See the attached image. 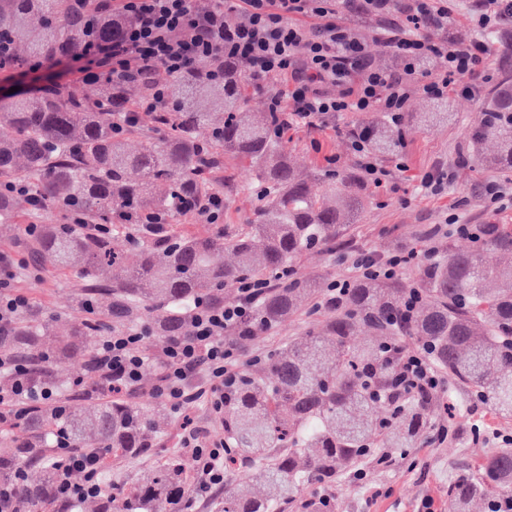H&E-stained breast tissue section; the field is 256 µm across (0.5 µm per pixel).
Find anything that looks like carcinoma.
Returning a JSON list of instances; mask_svg holds the SVG:
<instances>
[{"mask_svg":"<svg viewBox=\"0 0 512 512\" xmlns=\"http://www.w3.org/2000/svg\"><path fill=\"white\" fill-rule=\"evenodd\" d=\"M119 29L112 16L97 17L90 3L76 12L73 0H0V40L9 46L0 54V71L76 55L89 37L108 41ZM169 87L167 120L148 116L159 137L138 147L124 135L141 125L113 132L123 115L108 79L90 90L46 84L0 98V126L8 131L0 138V174L25 182L59 213L83 219L41 225L33 234L32 263L76 269L112 291L105 309L93 293L83 294L88 317L70 334L57 336L49 321L33 314L0 338V348L24 353L53 337L55 356L64 359L87 348L84 337L114 324L135 327L143 313L153 315L159 338L185 333L196 301L218 299L220 288L241 278L286 269L303 253L343 240L360 220L366 194L359 176L350 171L327 178L312 192L288 158V140L275 134L272 113L245 108L236 67L224 66L217 81L208 66L198 65L170 77ZM414 120L408 114L398 126L375 112L357 133L373 151L394 154L404 148L405 124ZM469 143L479 169L512 171V89L497 92L479 113ZM225 155L246 164L262 188L250 224L231 236H129L128 226L147 217L180 223L211 193L210 175ZM15 216L14 196L0 194V223ZM97 224L112 225V233L88 232ZM469 237L467 251L448 240L445 254L425 264L410 289L355 282L322 329L273 351L261 372H241L224 396V475L244 467L247 480L215 497L216 512H285L309 479L334 480L343 466L376 454L371 439L395 424L388 447H417L432 401L395 392L394 363L385 352L408 339L491 413L512 419V224H476ZM219 247L233 254V263L213 262ZM315 291L314 282H284L257 308L255 327L277 325ZM411 291L417 307L402 317L401 303ZM364 329L376 338L358 345ZM166 422L160 406L144 409L106 394L89 396L78 417L35 402L24 418L0 427V438L13 444L0 454V481L14 479L21 461L38 467L40 480L18 493V512H58L56 431L108 462L149 453ZM507 496L511 448L485 454L448 487L455 512ZM192 501L189 463L175 450L124 487L104 512H189Z\"/></svg>","mask_w":512,"mask_h":512,"instance_id":"cac0c4a2","label":"carcinoma"}]
</instances>
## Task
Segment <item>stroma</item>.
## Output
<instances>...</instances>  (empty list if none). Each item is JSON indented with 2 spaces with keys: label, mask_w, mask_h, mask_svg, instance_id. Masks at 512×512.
<instances>
[{
  "label": "stroma",
  "mask_w": 512,
  "mask_h": 512,
  "mask_svg": "<svg viewBox=\"0 0 512 512\" xmlns=\"http://www.w3.org/2000/svg\"><path fill=\"white\" fill-rule=\"evenodd\" d=\"M451 7L455 18L453 35L461 40L479 36L488 44L495 72L493 82L484 87L479 97L451 96L450 121L413 124L403 151L381 159L392 173L389 183L379 188L366 186V207L360 221L343 241L300 256L291 266L292 278L316 282L318 290L323 291L331 282L349 276V257L354 253L381 255L400 248L438 249L450 238L457 248H469L470 242L464 236L452 237L443 229L452 213L462 224H512V196L494 203L484 194L485 184L493 179L512 189V172L496 176L466 159V140L485 97L502 83L512 84V21L497 32L482 34L475 26L473 0H452ZM366 118L363 112H343L323 131L289 129L288 154L295 166L308 175L312 191L320 189L319 178L327 170L326 156H337L339 172L358 170L347 132ZM438 168L454 171L453 183L438 196L421 192V176ZM250 181L246 167L224 158L214 176L215 190L224 195L223 218L216 224H201L191 217L182 223V230L202 235L235 233L249 222L261 203V190L251 187ZM18 285L29 296L33 308L58 318L60 328L78 326L83 320L76 298L87 292L88 285L76 272L35 267L20 277ZM328 316V310L319 307L313 298L286 321L255 337L239 340L244 368H251L253 354L265 355L288 341L300 339L310 329L323 326ZM46 371L51 386L66 384L68 408L74 412L82 409L85 393L98 386L88 358L81 352L60 361L50 360ZM443 425L448 428L444 438L438 434ZM192 429L209 441L224 438V421L212 413L205 400L169 411L167 426L148 455L112 465L113 484L131 482L162 462L170 449L181 447L183 434ZM499 432L512 434V420L493 417L475 401L468 387L456 384L451 394H440L435 400L420 447L402 455L393 454L392 463L386 468L361 461V468L367 472L361 481L350 471L331 484L311 481L305 485L302 497L312 500L329 495L335 499L338 512H450V480L463 470L475 469L486 453L496 449L495 435Z\"/></svg>",
  "instance_id": "obj_1"
}]
</instances>
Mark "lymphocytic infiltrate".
<instances>
[{
	"label": "lymphocytic infiltrate",
	"mask_w": 512,
	"mask_h": 512,
	"mask_svg": "<svg viewBox=\"0 0 512 512\" xmlns=\"http://www.w3.org/2000/svg\"><path fill=\"white\" fill-rule=\"evenodd\" d=\"M194 0H96L100 13L131 16L130 25L109 42L95 44L79 55L82 85L108 76L113 88L147 80L146 92L135 105L126 107L116 131L137 124L144 114L169 102L165 85L152 82L157 70L175 75L197 65H207L212 78L224 76L225 64L239 66L247 82L266 93L268 109L279 126L323 127L339 112L388 114L401 122L412 91L433 100L455 93L473 98L492 81L486 43L428 36V29L444 31L452 23L447 0H344L350 12L374 14L383 20L381 42L398 59L397 69L374 65L363 42L336 15L337 0H238V23L227 22L220 4L195 8ZM439 67L423 71L428 59ZM405 252L384 256L360 253L351 262L352 277L333 282L322 299L333 309L343 303L354 280L391 279L408 261ZM15 262L0 254V335L9 334L21 314L31 307L29 298L15 285ZM273 288L264 279L242 280L230 302L200 301L195 306L189 331L165 337L157 357L153 394L173 410L195 399L186 378L189 370L204 367L205 394L215 414L224 412V391L239 376L238 352L224 335H253L257 306ZM150 328L112 331L93 350L89 366L100 390L136 395L147 361L145 344ZM30 365L13 354H0V373L11 384L0 388V420L22 418L29 399L55 410L65 402L48 385L33 388ZM401 384L437 391L440 377L430 366L425 351L399 353ZM190 449V464L199 493L224 483V445L201 441L198 431L183 438ZM56 459L63 470L57 496L74 503L101 497L102 457L94 450L76 447L66 435H56Z\"/></svg>",
	"instance_id": "lymphocytic-infiltrate-1"
}]
</instances>
